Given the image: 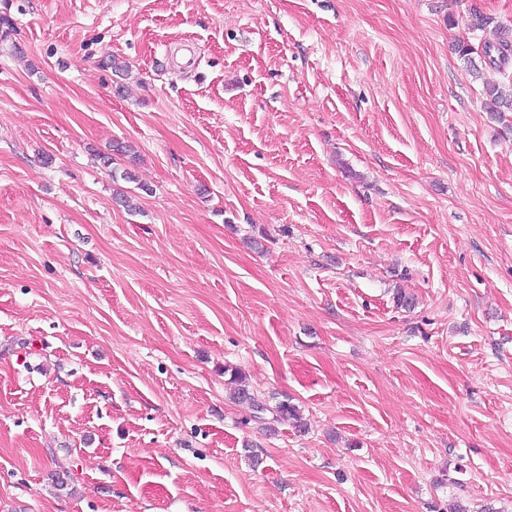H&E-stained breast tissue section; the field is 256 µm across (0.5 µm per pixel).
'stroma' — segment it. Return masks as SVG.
Here are the masks:
<instances>
[{"label":"stroma","mask_w":512,"mask_h":512,"mask_svg":"<svg viewBox=\"0 0 512 512\" xmlns=\"http://www.w3.org/2000/svg\"><path fill=\"white\" fill-rule=\"evenodd\" d=\"M475 11L512 28L0 0V512H512V112L454 51ZM116 140L137 164L92 157ZM484 109L490 116L501 120L505 112H512V86L504 84H483ZM233 377L239 383V387L235 391L236 398L242 402L248 401L250 404L252 403V407L254 405L256 412L261 415H265L267 413L271 415L270 419H266L263 416H255L258 419H262V422L265 425H268L266 427L267 431H274L275 428L271 425L275 422H280L285 419H288V421H299L301 419L299 408L289 400L279 401L274 406L260 405L257 402H254L255 398L248 389V386L245 384L243 374L238 370H234Z\"/></svg>","instance_id":"1"}]
</instances>
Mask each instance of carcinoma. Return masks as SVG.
<instances>
[{
    "label": "carcinoma",
    "instance_id": "1",
    "mask_svg": "<svg viewBox=\"0 0 512 512\" xmlns=\"http://www.w3.org/2000/svg\"><path fill=\"white\" fill-rule=\"evenodd\" d=\"M469 27L473 31L485 32L487 30L493 33V39L485 40L483 43L475 46L468 40H461L457 43L458 57L467 64L475 78L479 79L483 75V66L476 63V58L483 59V62L499 68L505 67L512 61V31L495 22L494 18L482 13H472ZM483 95L485 97L484 109L490 113V116L501 120L504 113L512 112V86L496 83H484ZM117 154L134 162L138 159L135 147L127 142L116 141L112 144V153L97 154V158L103 165L108 167L112 164V154ZM233 377L239 383L235 391L236 398L242 402L247 401L254 405L256 412L265 415L270 414L271 418L263 419L267 425V430L274 431L273 423L281 420H300L299 408L288 400H282L273 406L260 405L255 402L248 386L245 384V377L236 370Z\"/></svg>",
    "mask_w": 512,
    "mask_h": 512
}]
</instances>
